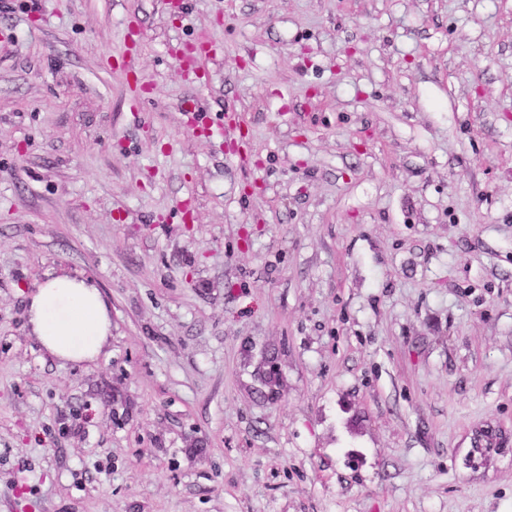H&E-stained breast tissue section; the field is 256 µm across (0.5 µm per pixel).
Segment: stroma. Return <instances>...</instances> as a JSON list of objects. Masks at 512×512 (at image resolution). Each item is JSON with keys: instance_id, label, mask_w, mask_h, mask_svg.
<instances>
[{"instance_id": "1", "label": "stroma", "mask_w": 512, "mask_h": 512, "mask_svg": "<svg viewBox=\"0 0 512 512\" xmlns=\"http://www.w3.org/2000/svg\"><path fill=\"white\" fill-rule=\"evenodd\" d=\"M1 29L0 512H512V0ZM62 271L90 363L30 334ZM29 323L42 348L63 363L95 361L112 332L97 285L69 273L48 274L31 293Z\"/></svg>"}]
</instances>
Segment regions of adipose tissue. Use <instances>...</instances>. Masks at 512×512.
<instances>
[{
	"instance_id": "ef3b65f1",
	"label": "adipose tissue",
	"mask_w": 512,
	"mask_h": 512,
	"mask_svg": "<svg viewBox=\"0 0 512 512\" xmlns=\"http://www.w3.org/2000/svg\"><path fill=\"white\" fill-rule=\"evenodd\" d=\"M29 323L42 348L59 361H95L112 332L109 307L97 285L68 273L51 274L31 293Z\"/></svg>"
}]
</instances>
